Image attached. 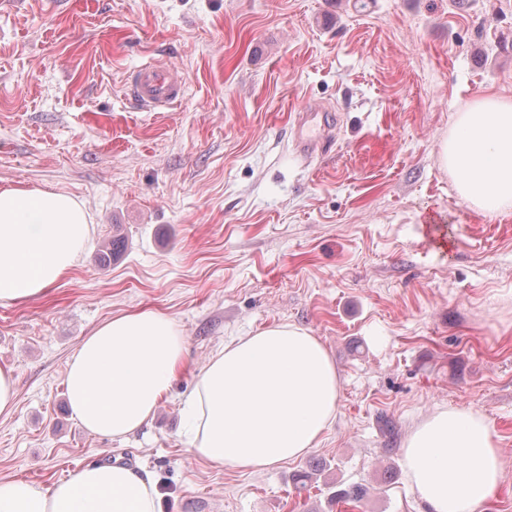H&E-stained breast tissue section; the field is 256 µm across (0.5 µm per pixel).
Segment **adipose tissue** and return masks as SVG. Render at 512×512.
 Here are the masks:
<instances>
[{
	"label": "adipose tissue",
	"mask_w": 512,
	"mask_h": 512,
	"mask_svg": "<svg viewBox=\"0 0 512 512\" xmlns=\"http://www.w3.org/2000/svg\"><path fill=\"white\" fill-rule=\"evenodd\" d=\"M461 195L484 212L512 204V99L476 98L441 148ZM91 216L64 192L0 190V306L43 295L78 263ZM187 366L186 340L171 316H112L72 354L64 384L74 417L91 434L119 438L145 424ZM340 383L320 340L292 324L225 344L194 375L185 401L190 453L250 471L318 446L336 416ZM404 459L428 512H480L498 487L501 457L489 424L468 409L417 424ZM0 512H162L142 467L88 465L52 485L0 478Z\"/></svg>",
	"instance_id": "obj_1"
}]
</instances>
